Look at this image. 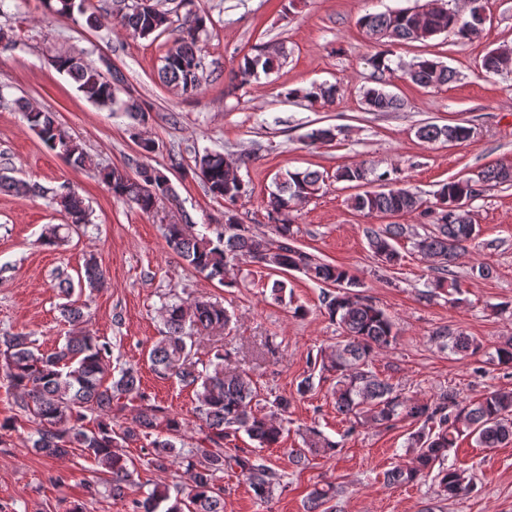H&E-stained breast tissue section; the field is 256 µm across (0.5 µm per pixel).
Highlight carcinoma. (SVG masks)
Returning <instances> with one entry per match:
<instances>
[{"label": "carcinoma", "instance_id": "carcinoma-1", "mask_svg": "<svg viewBox=\"0 0 512 512\" xmlns=\"http://www.w3.org/2000/svg\"><path fill=\"white\" fill-rule=\"evenodd\" d=\"M48 10L57 17L73 21L82 17L88 26L96 23L88 12L87 0H46ZM122 25L134 33L148 37L169 32L173 35L159 76L185 94L201 90L207 71L206 56L199 46V33L205 26V16L188 11L178 26L168 12L153 7L138 12L129 0H113ZM483 7L472 0L469 14L464 16L448 8L442 0H426L420 10L400 9L367 14L360 19L366 35L376 43L385 40L418 42V33L434 37L452 32L460 40L472 36L471 25ZM281 52L261 49L246 54L236 77L247 83L269 74L279 67ZM54 67L71 77L84 96L101 107L118 106L134 119L145 117L148 108L132 93L127 99L118 97L124 85L117 71L103 72L70 55H60ZM482 70L487 74L512 71V47L503 45L490 50L483 58ZM411 82L422 87L445 85L453 80L455 71L433 58H423L407 72ZM342 92L340 84H319L309 89H290L286 98H302L309 102L333 101ZM363 102L371 112H388L400 106L397 99L379 87L363 92ZM16 104L41 141L59 151L64 161L74 168L82 167L84 151L67 135L52 112L34 109L23 100ZM471 128L464 125L434 123L422 125L417 136L428 143L460 142L470 138ZM129 174L114 167L103 180L120 200L135 205L142 213L154 212L160 198L173 195L167 176L149 165ZM240 165L223 153L210 149L195 153L194 173L208 192L233 203L247 194V186L239 174ZM336 180L370 184L379 188L365 191L351 199V207L368 214H400L420 210L422 202L410 188L388 172L375 174L363 163L345 166L336 171ZM323 176L313 170L286 171L275 177L276 190L266 200L267 212L283 215L281 223L272 225V236L259 235L240 222L231 210L224 211V228L212 232L195 231L191 215L182 212V223L165 225L168 248L189 268L211 281L228 285L226 275L234 262L247 258L269 270L288 274L300 272L311 280L329 287L323 292V305L329 319L342 330V340L329 350L320 351L313 368L329 374L335 380L336 411L349 417L352 427H390L402 419L432 423L428 431L411 434L407 450L411 461L396 465L386 473L391 485H409L427 478L436 488L437 496L453 498L474 489L473 478L455 464L448 462L450 451L461 437L473 438L477 446L496 448L512 441V390L496 389L480 398L462 403L451 393H443L433 402L413 401L398 394L393 385L380 378L370 367L374 354L392 345L397 328L392 318L372 301L360 297L352 289L360 287L349 269L323 261L317 255L297 245L296 231L290 212L301 202L315 196ZM512 184V169H487L474 177H460L444 184L438 194L437 212L423 211L433 216L432 228L416 236L413 248L430 263L438 276L422 296L430 297L437 288L457 291L459 282L451 270L455 260L479 236L468 212L457 209L461 198L474 200L482 193L477 185L492 187ZM0 191L47 197L57 206L67 223L51 224L44 229L41 242L47 247H59L69 241L70 231L88 223L89 212L83 198L71 188H45L22 180L0 177ZM369 248L379 261L395 265L400 260L394 242L408 233L403 224L373 225L364 229ZM105 273L97 264L86 265L78 276L80 290L91 292L100 288ZM87 305L69 301L62 305L61 314L68 323L80 330L66 337L65 342L43 352L25 333L0 336V360L7 368V380L15 390V405L31 423L34 433L31 447L52 458H64L78 449L107 473L111 479L107 491L122 497L134 486L131 460L119 452L122 444L143 436L151 438L149 461L164 470L176 460L185 464L189 484L170 489L156 486L132 500L134 512H224V489L218 486L219 474L238 470L253 492L254 498L265 503L280 486L281 474L262 460L246 453L224 454V439L244 432L262 448L280 444L284 421L291 407L286 396L270 401L269 410L260 407V394L252 378L245 372L224 367V353L216 351L213 358L199 362L192 358L194 333L220 331L229 322L224 307L198 300L191 305L180 301L163 307L167 331L152 347L149 358L154 371L162 376H174L186 387L196 390L198 406L195 414L203 434L201 445L190 454L177 446L185 426L184 418L164 407L147 403L138 409L132 422L120 425L112 418V407L120 400L140 391L141 378L132 367H121L118 375L106 379L112 372V348L106 341L82 327L86 322ZM441 350L460 359L474 355L483 348L480 340L461 330L447 328L436 333ZM96 417V428L87 430L83 421ZM304 448L296 463L306 459L304 453L316 456L333 455L339 443L332 441L317 428L302 435ZM332 484L313 488L307 498V512H330L328 504L336 498Z\"/></svg>", "mask_w": 512, "mask_h": 512}]
</instances>
